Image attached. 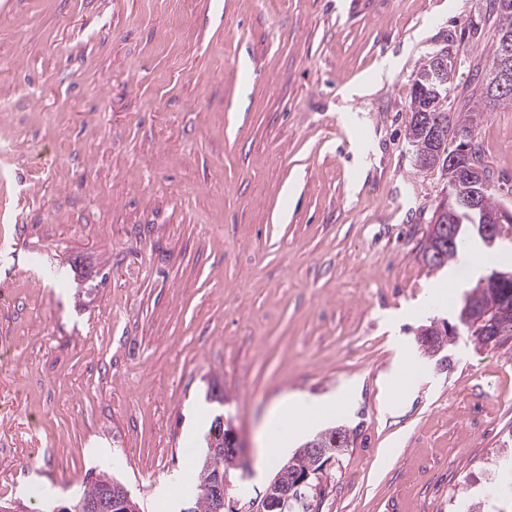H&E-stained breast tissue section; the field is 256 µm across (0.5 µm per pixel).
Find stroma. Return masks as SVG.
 I'll list each match as a JSON object with an SVG mask.
<instances>
[{
	"instance_id": "1",
	"label": "stroma",
	"mask_w": 512,
	"mask_h": 512,
	"mask_svg": "<svg viewBox=\"0 0 512 512\" xmlns=\"http://www.w3.org/2000/svg\"><path fill=\"white\" fill-rule=\"evenodd\" d=\"M495 30L486 0H0V501L45 512L105 471L176 512L155 490L220 413L245 456L226 499L257 512L276 399L352 384L321 512H512L489 493L512 340L420 346L486 270L425 263L448 178L407 142L414 74L448 52L512 210Z\"/></svg>"
}]
</instances>
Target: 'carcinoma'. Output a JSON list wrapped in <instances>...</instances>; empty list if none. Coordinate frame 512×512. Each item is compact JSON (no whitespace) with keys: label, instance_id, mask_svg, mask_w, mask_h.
Returning <instances> with one entry per match:
<instances>
[{"label":"carcinoma","instance_id":"carcinoma-1","mask_svg":"<svg viewBox=\"0 0 512 512\" xmlns=\"http://www.w3.org/2000/svg\"><path fill=\"white\" fill-rule=\"evenodd\" d=\"M497 19L496 40L489 56L488 69L484 82V94L486 98L501 104L512 105V91L504 94L493 93L490 90L494 78L492 70L503 51V39L512 36V0H499V4L493 8ZM448 97L446 87L434 88L419 80L413 82L411 98L408 106L409 120L407 125L408 139L413 152L416 166L422 170H430L435 167V161L423 158L416 148L428 149L432 137V130L439 129L442 132V141L446 142L444 149L447 154L458 158L459 168L450 170L446 167L442 171L448 176V202L440 206L436 212L435 222L450 226L454 242L439 243L432 237L426 238L422 246L423 259L428 266L439 269L453 261L460 252L469 247L470 238L476 233L475 225H497L503 208L496 201L491 187L487 181L485 168L481 162L473 163L466 155V147L469 146L475 131L484 117V113L478 108L468 112H450L445 108ZM472 188L482 189V208L477 220L469 219L460 206L461 195ZM505 297L502 289L491 280V274H486L479 284L467 293L458 309L457 323L453 328L473 339L480 345H489V339L477 328L465 323L462 312L469 308L473 311L493 309L503 303ZM456 338L455 333L449 332L448 324L439 327L429 325L419 342L424 350L429 353H438ZM214 428H209L205 436V444L215 442L218 450L212 452L205 450V454L197 467V481L194 493L189 497L188 504L192 512H212V488L213 480L221 477L230 478L231 471L236 469L233 465L234 453L224 451V441L212 439ZM320 447L326 453L325 460H330L349 445V434L343 428H334L320 434L316 438ZM313 461L308 451V445H303L288 458V472L284 473L282 480L287 481L294 474H305L312 466ZM115 478L107 473H100L88 478V485L83 491L72 498L67 505H56L53 512H71L75 506L81 503H101L106 507V512H125V508L112 502V486ZM311 501L316 503L315 512H320L323 497V480L310 479V486L301 488Z\"/></svg>","mask_w":512,"mask_h":512}]
</instances>
